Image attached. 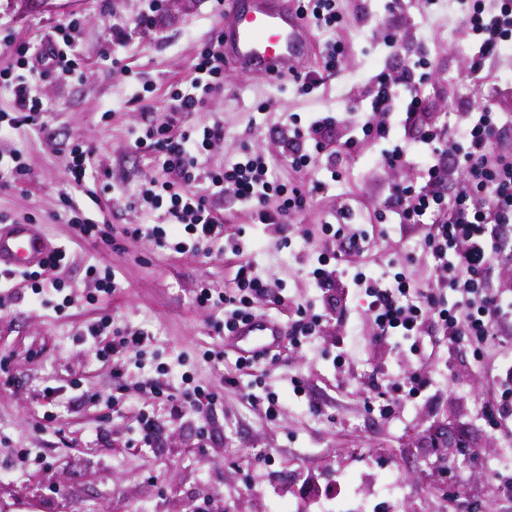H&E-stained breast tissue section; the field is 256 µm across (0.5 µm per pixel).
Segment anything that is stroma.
Wrapping results in <instances>:
<instances>
[{"mask_svg": "<svg viewBox=\"0 0 512 512\" xmlns=\"http://www.w3.org/2000/svg\"><path fill=\"white\" fill-rule=\"evenodd\" d=\"M144 0H0V31L16 40L45 44L57 28L78 18L75 46L84 80L48 76L38 81L37 96L46 108L44 126H22L0 142V150L21 155L28 174L0 186V215L8 222L31 224L54 244L68 247V261L59 273L72 306L54 311L32 300L27 287L0 308V358L8 359L0 375V512H273L291 505L293 512H319L320 491L348 486V512H455L450 492L475 497V512H493L498 490L491 472L512 473V436L488 431L477 415L481 400L490 398L493 381L464 347L454 354L439 351L427 370L428 392L402 404L393 414L370 410L375 366L385 369L386 384L404 379L413 357L373 341L374 326L363 305L351 303L345 318L329 320L311 344H281L280 360L271 368L255 366L240 385L224 384L237 356L226 352L223 363L204 360L210 349H223L209 325V313L194 302L196 288L207 282L221 289L231 279V260L224 257L177 255L154 251L149 242L127 237L128 224L139 214L124 211L127 192L139 183L162 179L151 156L132 143L151 123L167 113L169 86L189 77L195 57L217 28L221 10L214 0H167L154 27L140 30L126 49L127 71L103 61L112 51V22L133 19ZM345 36L352 46L341 75L328 82L322 95L303 98L292 86L224 67V84L202 111L188 119L195 127L220 125L206 154L218 167L249 146L275 157V171L284 181L329 183L293 220L299 232L321 239V221L337 202L346 200L365 212L384 197L392 181L415 180L411 167L383 168L376 146L365 145L349 159L338 180L323 166L304 170L280 158L274 132L285 114L317 109L348 111L366 95L363 80L389 65L377 49L372 25L396 27L405 34L404 47L425 50L434 77L426 88L425 110L438 118L478 92L468 81L449 85V73L468 66L461 44L449 38L456 21L446 0H438L414 26L407 13H390L386 0H340ZM152 81L146 99L136 100L137 74ZM268 104L265 129L250 131L259 104ZM76 144L88 147L94 181L79 203L87 217L112 225V243L79 238L63 216L69 193L64 156ZM227 232L244 230V255L263 269L271 285H283L291 303L312 295L302 272L303 261L283 247L274 225L255 223L232 194L216 202ZM424 228L418 224L385 226L375 246L352 256L354 266L377 276L393 260L419 282L435 277L428 260L415 253L406 261L405 247L414 246ZM117 275L115 292L87 301L95 288L93 269ZM115 326L149 334L139 362L121 369L97 362L80 340L87 326L103 318ZM218 393L223 406L206 425L209 438L198 435L199 421L170 423L163 442L137 447L130 418L144 408L166 416L168 408L147 388H179L182 375ZM300 376L305 398L292 394L290 379ZM78 388H69L71 379ZM255 378L279 392L280 413L267 420L250 405L247 385ZM64 386L55 407V424L36 429L43 413L40 392L47 384ZM321 415H313L311 406ZM30 449L31 458L19 456ZM404 486L395 490L394 479Z\"/></svg>", "mask_w": 512, "mask_h": 512, "instance_id": "obj_1", "label": "stroma"}]
</instances>
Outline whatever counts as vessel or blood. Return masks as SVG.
Listing matches in <instances>:
<instances>
[{
  "label": "vessel or blood",
  "instance_id": "vessel-or-blood-1",
  "mask_svg": "<svg viewBox=\"0 0 512 512\" xmlns=\"http://www.w3.org/2000/svg\"><path fill=\"white\" fill-rule=\"evenodd\" d=\"M219 28L225 57L244 73L267 79L292 75L296 59L308 48L311 32L289 0H226ZM52 245L30 224L0 225V270L40 268ZM287 334L278 322L257 316L238 326L224 341L241 355L276 349Z\"/></svg>",
  "mask_w": 512,
  "mask_h": 512
}]
</instances>
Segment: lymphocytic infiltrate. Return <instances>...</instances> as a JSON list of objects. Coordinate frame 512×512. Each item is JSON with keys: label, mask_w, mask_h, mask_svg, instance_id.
Wrapping results in <instances>:
<instances>
[{"label": "lymphocytic infiltrate", "mask_w": 512, "mask_h": 512, "mask_svg": "<svg viewBox=\"0 0 512 512\" xmlns=\"http://www.w3.org/2000/svg\"><path fill=\"white\" fill-rule=\"evenodd\" d=\"M295 11L311 32L323 34L319 45V70L295 74L298 95L318 96L327 81L337 78L348 53L340 32L343 17L337 0H292ZM460 13L459 37L470 48L467 79L480 86V103L457 113L454 123L427 121L422 110L423 84L433 70L425 55H417L399 69H381L366 78L368 92L362 111L344 114L331 110L286 115L279 128L281 154L293 168L325 163L332 177H339L344 160L363 145L380 146V163L394 169L417 170L416 182H394L386 199L374 209L379 224H422L427 231L416 247L436 272L433 281L418 284L405 273L374 278L350 268L351 255L368 251L373 233L363 230L361 210L346 201L330 210L322 231L340 249H316L310 240L301 248L310 252L308 278L319 295L296 304L288 323V340L298 344L318 335L324 318H343L346 298L359 295L376 325L375 338L406 343L414 357V370L396 390L400 400L419 397L429 388L424 369L432 349L442 344L473 346L479 360L495 366L498 393L482 404V418L492 433L512 432V295L495 290L488 280L491 268L512 260L502 237L512 228V153L504 152L500 133L512 125V113L498 111L496 95L512 93V80L502 78L490 88L483 79L498 70L506 49L512 47V0H454ZM77 26L69 21L60 41L44 48L5 36L24 72L9 83L12 109L0 113V132L39 123L42 107L36 95V78L48 61H55L56 76L81 78L70 35ZM224 79V55L214 43L205 44L186 83L169 93L163 122L147 126L135 138V151L155 155L167 178L142 184L124 202L129 211L149 210L159 215L155 224H134L127 235L143 238L158 251L209 256L225 251L230 236L224 219L213 205L216 198L232 192L257 223L280 225L283 246L293 244L292 215L323 193L326 184L286 185L276 180L271 157L243 148L223 166H205L203 157L217 128L186 125V117L203 109ZM344 125L345 138L333 143L331 133ZM453 191L443 194L444 182ZM198 306L218 312L213 322L216 335L231 333L240 322L255 316V302L270 308L284 306L283 294L273 293L264 274L248 260L235 266L232 285L224 290L202 284L195 293ZM147 333L113 331L105 318L88 327L83 342L105 363L120 365L141 355ZM171 418L214 413L218 396L196 385L177 392L159 391Z\"/></svg>", "instance_id": "f902f5d3"}]
</instances>
